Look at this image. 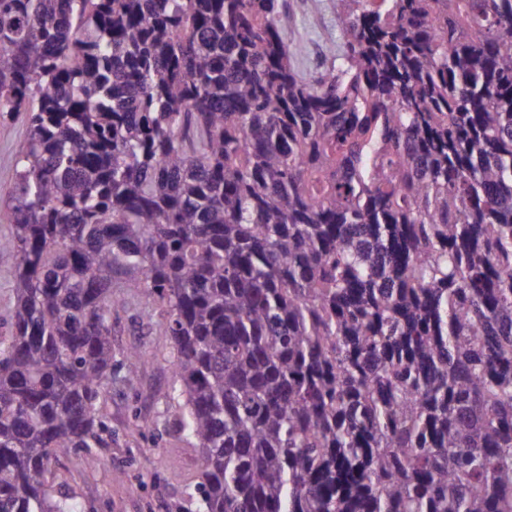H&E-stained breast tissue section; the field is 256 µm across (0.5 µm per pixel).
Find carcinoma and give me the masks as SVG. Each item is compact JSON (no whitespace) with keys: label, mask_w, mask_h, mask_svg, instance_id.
<instances>
[{"label":"carcinoma","mask_w":512,"mask_h":512,"mask_svg":"<svg viewBox=\"0 0 512 512\" xmlns=\"http://www.w3.org/2000/svg\"><path fill=\"white\" fill-rule=\"evenodd\" d=\"M0 0V512H81L112 311L158 305L199 512H512V0ZM292 17L283 34L297 71L319 77L345 53L336 25V0H279ZM27 118V112H19L9 120H0V197L6 196L13 185L14 157L23 139ZM13 259L10 255H0V332L2 319L5 318V309L10 301V285L13 274Z\"/></svg>","instance_id":"cac0c4a2"}]
</instances>
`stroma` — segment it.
<instances>
[{"label": "stroma", "instance_id": "35a3bbf8", "mask_svg": "<svg viewBox=\"0 0 512 512\" xmlns=\"http://www.w3.org/2000/svg\"><path fill=\"white\" fill-rule=\"evenodd\" d=\"M292 17L283 35L297 71L321 76L342 59L344 40L336 25V0H281ZM27 113L0 120V196L14 182L15 153L23 139ZM157 311L139 304L117 308L112 316V386L103 406L112 429L109 445L94 449L90 469L69 456L54 464V489L75 496L82 512H197L194 486L198 452L175 433L172 422L183 404L171 367L173 351ZM143 353L148 362L128 381L126 358ZM123 479H116V472Z\"/></svg>", "mask_w": 512, "mask_h": 512}]
</instances>
